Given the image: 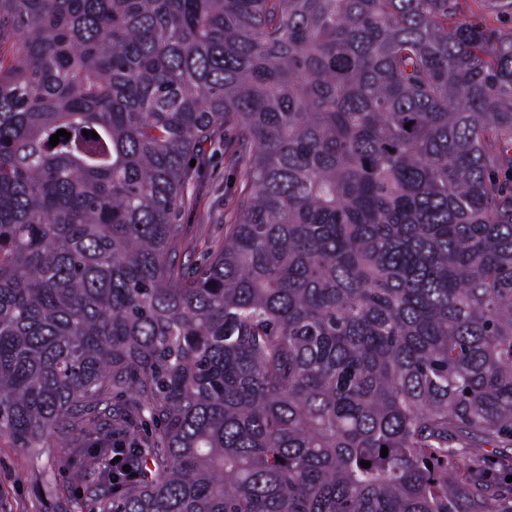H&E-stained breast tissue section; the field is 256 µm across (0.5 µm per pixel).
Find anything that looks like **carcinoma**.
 Here are the masks:
<instances>
[{
	"mask_svg": "<svg viewBox=\"0 0 512 512\" xmlns=\"http://www.w3.org/2000/svg\"><path fill=\"white\" fill-rule=\"evenodd\" d=\"M454 10L0 0V437L152 466L91 512H512L478 469L512 451V36ZM228 123L239 213L187 278ZM239 146L238 130L231 125L217 129L195 146L199 172L190 183L178 217L183 247L176 260L187 271L202 265L223 246L224 224H231L237 216Z\"/></svg>",
	"mask_w": 512,
	"mask_h": 512,
	"instance_id": "1",
	"label": "carcinoma"
}]
</instances>
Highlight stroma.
Here are the masks:
<instances>
[{"label":"stroma","instance_id":"1","mask_svg":"<svg viewBox=\"0 0 512 512\" xmlns=\"http://www.w3.org/2000/svg\"><path fill=\"white\" fill-rule=\"evenodd\" d=\"M452 24L477 22L491 37L512 33V16L486 10L482 0H456ZM240 139L234 126L217 129L200 140L194 150L199 171L191 181L180 209L182 249L177 261L186 270H194L224 244V227L238 213L241 172ZM25 454L0 438V512H50L53 499L40 496L28 474ZM58 496L71 498L75 512H90L94 495L102 483L92 474L73 483L69 474L53 470Z\"/></svg>","mask_w":512,"mask_h":512}]
</instances>
